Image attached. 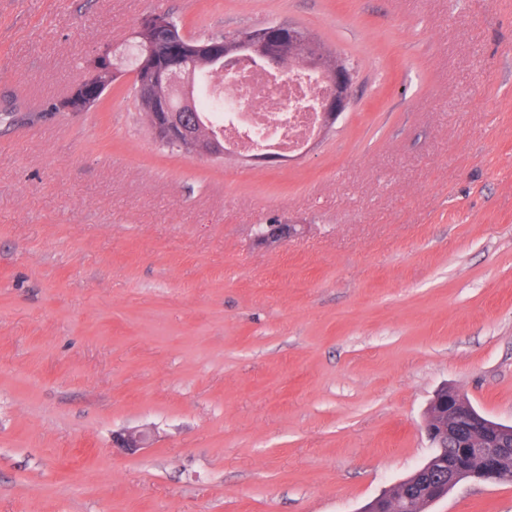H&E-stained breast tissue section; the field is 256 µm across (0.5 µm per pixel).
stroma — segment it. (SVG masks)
Listing matches in <instances>:
<instances>
[{"instance_id": "obj_1", "label": "stroma", "mask_w": 512, "mask_h": 512, "mask_svg": "<svg viewBox=\"0 0 512 512\" xmlns=\"http://www.w3.org/2000/svg\"><path fill=\"white\" fill-rule=\"evenodd\" d=\"M166 11L299 25L353 101L285 161L159 148L127 75L0 126V512H359L440 387L512 424V0H0V97L40 111ZM112 53L113 50L110 45H104L97 51L88 63L85 78L73 86L64 97L59 98L56 102L60 112H86L88 108L87 96L80 94L78 88L88 81L96 80L103 72H107L112 80L109 84L117 80L119 75L112 77V74L115 73V69L112 65ZM297 234L294 224H265L257 233L260 244H273Z\"/></svg>"}]
</instances>
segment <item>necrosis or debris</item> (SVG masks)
<instances>
[{
    "mask_svg": "<svg viewBox=\"0 0 512 512\" xmlns=\"http://www.w3.org/2000/svg\"><path fill=\"white\" fill-rule=\"evenodd\" d=\"M323 88L319 73L299 65L277 77L244 63L233 80L211 78L202 91L206 99L224 105L214 121L224 129L226 147L244 156L293 157L307 150L319 129L313 113L292 112L288 106L313 100Z\"/></svg>",
    "mask_w": 512,
    "mask_h": 512,
    "instance_id": "1",
    "label": "necrosis or debris"
}]
</instances>
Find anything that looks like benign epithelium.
I'll return each instance as SVG.
<instances>
[{"label":"benign epithelium","mask_w":512,"mask_h":512,"mask_svg":"<svg viewBox=\"0 0 512 512\" xmlns=\"http://www.w3.org/2000/svg\"><path fill=\"white\" fill-rule=\"evenodd\" d=\"M149 28L156 37L146 42L147 51L159 44L170 46L163 68L155 75L142 77L132 74V81L137 83L140 101L150 105L147 112V125L155 141L161 146H175L188 156L200 159L218 160L224 158L223 139L209 131L203 130L196 122L192 101L183 96L179 108H173L168 98L159 94V87L165 86L172 91L185 92L195 79V67L186 63L178 51L163 23L156 19V14L145 17ZM277 28L286 31L284 38L270 43L265 36V29L252 32L249 38L238 44L230 62H236L241 55H247L261 61L274 72L284 70L282 60L288 56V50H298L307 46V36L303 28L293 24H277ZM112 47L102 46L89 61L85 78L80 84L94 81L104 72L115 73L112 65ZM302 63L316 69L323 76L326 88L316 99L317 110L321 117V133L332 128L350 107L353 94L355 73L342 60L330 62L318 56L302 60ZM57 108L64 113L84 112L88 108L87 97L78 92V86L57 101ZM297 234L294 224H265L257 233L261 244H273ZM461 417L466 422L468 440L463 447L469 448L476 459V465L460 464L448 467V480L444 482H424L422 497L429 505L443 500L461 482L476 480L489 484L500 483L504 479L502 463L499 457L501 447L512 444V424L505 425L481 415L462 393L452 389H442L436 393L427 408L424 430L432 446H437L443 437L451 434V423ZM147 434L130 430L119 434V447L136 450L144 447ZM433 468V461H428L414 474L390 486L379 496L362 507L359 512H407L404 504L410 502L405 495V487L418 480L424 469Z\"/></svg>","instance_id":"obj_1"}]
</instances>
